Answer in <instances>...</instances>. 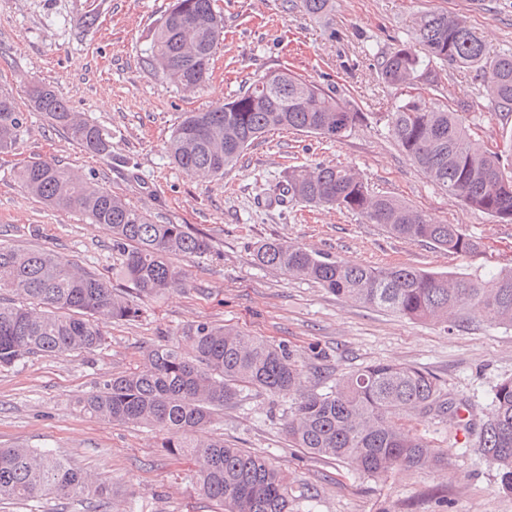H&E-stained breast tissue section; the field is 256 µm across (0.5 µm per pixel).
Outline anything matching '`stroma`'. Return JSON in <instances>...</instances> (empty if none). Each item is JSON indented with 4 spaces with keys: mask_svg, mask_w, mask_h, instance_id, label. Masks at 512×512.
<instances>
[{
    "mask_svg": "<svg viewBox=\"0 0 512 512\" xmlns=\"http://www.w3.org/2000/svg\"><path fill=\"white\" fill-rule=\"evenodd\" d=\"M172 0H0V88L11 89L27 122L16 150L0 154V244L51 249L88 271H119L112 236L81 213L32 198L14 176L36 160H57L122 195L163 224L205 233L212 251L175 257L187 289L138 300L136 320L110 322L91 353L35 356L0 368V447L46 448L67 456L112 487L105 505L37 498L4 512H211L195 491L194 459L159 448L152 428L112 424L74 403L111 377L142 367L153 347L181 340L211 322L285 345L324 391L337 373L379 363L424 369L467 405L463 418L491 409L493 389L512 376V328L464 324L454 330L338 298L319 284L262 267L257 242L285 239L372 266L405 263L437 272L486 274L512 265V223L466 208L411 164L383 113L399 94L379 82L374 51L411 41L428 11L460 16L491 51H512V0H335L312 19L287 0H217L224 40L206 86L186 92L159 79L147 62L151 28ZM91 15L88 29L77 17ZM303 76L350 91L372 118L329 140L297 131L267 134L221 180L204 182L171 164L167 141L181 113L238 94L281 62ZM55 87L73 111L110 137V156L86 153L62 129L29 108L27 89ZM349 166L374 190L396 196L480 238L470 259L389 235L377 224L336 210L274 199L269 189L292 164ZM288 396L249 388L215 416L214 435L264 455L308 492L300 512H512L474 436L435 420H417L427 442L446 449L440 467L367 477L292 447L285 428Z\"/></svg>",
    "mask_w": 512,
    "mask_h": 512,
    "instance_id": "obj_1",
    "label": "stroma"
}]
</instances>
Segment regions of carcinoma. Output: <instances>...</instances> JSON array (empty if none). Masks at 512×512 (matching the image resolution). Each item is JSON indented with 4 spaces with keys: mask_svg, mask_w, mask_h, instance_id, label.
Listing matches in <instances>:
<instances>
[{
    "mask_svg": "<svg viewBox=\"0 0 512 512\" xmlns=\"http://www.w3.org/2000/svg\"><path fill=\"white\" fill-rule=\"evenodd\" d=\"M295 7L321 19L332 12L333 0H299ZM223 33L215 0H173L150 33L154 73L184 90L201 88L212 75ZM413 40L376 58L382 82L402 93L395 110L386 113L389 131L407 159L441 190L468 208L512 223V167L504 164L512 136L489 142L473 135L471 128L480 123L468 127L463 119L473 104L445 92L441 76L447 68L475 71L488 108L509 117L512 53L489 56L473 26L443 11L424 13ZM27 95L35 111L83 150L110 154L103 130L71 111L53 87L33 83ZM367 118L345 91L284 66L206 110L182 113L167 152L187 175L220 179L244 150L271 131L339 139ZM26 132L14 96L0 90V153L15 150ZM18 179L46 206L77 210L90 223L105 225L112 249L123 256V280L143 298L187 287L188 274L173 266L171 257L211 252L206 236L184 224H159L62 164L32 161L18 171ZM273 193L296 204L346 211L392 236L452 255L484 253L480 239L459 225L442 224L399 198L374 191L348 166H288ZM255 256L264 267L313 281L346 301L389 309L410 320L445 323L449 329L473 320L512 327V267L487 278L402 263L377 268L281 240L257 243ZM138 313L109 281L52 251L0 245L1 368L34 355L92 352L106 341L104 323L129 321ZM146 359L144 367L114 376L79 399V412L157 430L160 447L197 461L196 491L219 512H294L293 504L307 498L264 457L230 448L208 434L213 413L235 402L245 388L291 398L286 431L294 447L370 477L440 466L442 451L414 434L411 423L433 416L453 425L459 409L431 373L400 363L340 373L331 389L315 392L307 388L303 366L285 348L209 322L189 328L181 344L149 350ZM468 429L496 471L497 489L512 494V377L494 387L490 412ZM111 493L98 476L50 450L0 448V505L38 497L103 500Z\"/></svg>",
    "mask_w": 512,
    "mask_h": 512,
    "instance_id": "cac0c4a2",
    "label": "carcinoma"
}]
</instances>
